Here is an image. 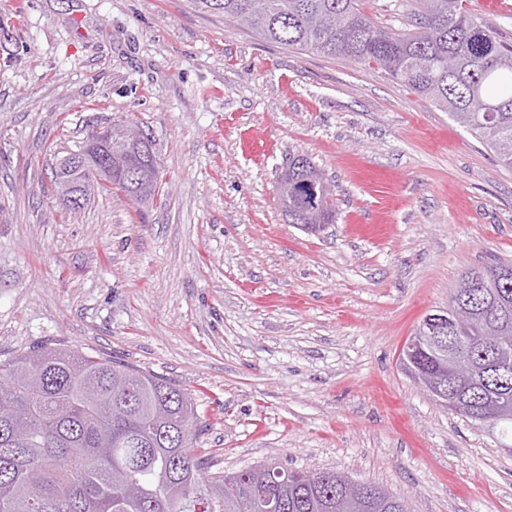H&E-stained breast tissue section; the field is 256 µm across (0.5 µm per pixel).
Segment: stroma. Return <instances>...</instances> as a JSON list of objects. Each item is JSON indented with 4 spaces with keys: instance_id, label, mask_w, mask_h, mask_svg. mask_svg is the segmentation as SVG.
<instances>
[{
    "instance_id": "stroma-1",
    "label": "stroma",
    "mask_w": 512,
    "mask_h": 512,
    "mask_svg": "<svg viewBox=\"0 0 512 512\" xmlns=\"http://www.w3.org/2000/svg\"><path fill=\"white\" fill-rule=\"evenodd\" d=\"M134 120L157 198L71 216L59 159ZM336 198L311 234L289 156ZM512 261V170L384 70L256 37L195 0H0V358L52 345L186 389L227 472L334 470L412 512H512V452L400 355L464 271ZM288 178V196H280L282 211L290 224H297L302 230L318 232L325 224L336 221V199L332 196L321 172L304 155L297 154L288 158V167L282 179ZM323 183L332 196L330 200L314 203V188Z\"/></svg>"
}]
</instances>
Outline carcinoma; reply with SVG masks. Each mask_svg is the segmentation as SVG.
Wrapping results in <instances>:
<instances>
[{
    "instance_id": "cac0c4a2",
    "label": "carcinoma",
    "mask_w": 512,
    "mask_h": 512,
    "mask_svg": "<svg viewBox=\"0 0 512 512\" xmlns=\"http://www.w3.org/2000/svg\"><path fill=\"white\" fill-rule=\"evenodd\" d=\"M258 37L293 49L383 67L392 78L448 113L478 138L500 166L512 170V44L478 20L463 0H402L414 28L383 27L362 0H268L255 13L251 0H195ZM455 67L448 69V58ZM130 159L158 165L139 144H112V171ZM280 197L288 223L318 232L336 222V199L314 203L321 172L304 155L288 158ZM85 183L67 158L53 184ZM115 189L154 196L149 180L124 174ZM480 318L455 335L458 357L474 367L462 386L446 378L451 412L497 430L512 447V263L494 261L465 271L451 289L448 317ZM440 352L422 328L402 350L405 371L433 372ZM0 512H196L198 500L218 493L209 512H249L260 489L279 497L282 512H411L403 497L371 483L358 505L343 507V485L333 475L304 482L288 468L266 481L257 467L214 472L210 451L196 449L202 429L192 397L168 380L96 353L44 346L0 359Z\"/></svg>"
}]
</instances>
